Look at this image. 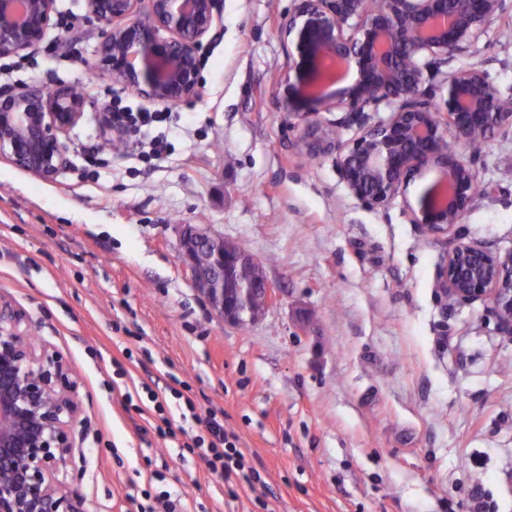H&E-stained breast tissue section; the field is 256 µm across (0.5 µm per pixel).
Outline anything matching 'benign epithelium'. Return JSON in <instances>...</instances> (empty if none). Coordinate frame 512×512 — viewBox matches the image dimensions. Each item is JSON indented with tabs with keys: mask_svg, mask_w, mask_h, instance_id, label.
<instances>
[{
	"mask_svg": "<svg viewBox=\"0 0 512 512\" xmlns=\"http://www.w3.org/2000/svg\"><path fill=\"white\" fill-rule=\"evenodd\" d=\"M101 40L98 69L144 98L169 104L199 94L198 49L219 15V0H85ZM512 0H295L281 26L294 38L272 98L274 111L297 135L299 154L335 155L349 192L386 209L409 183L430 170L437 179L410 221L446 238L462 223L481 190L478 154L459 146L512 133V94L504 96L482 65L444 77L443 108L425 72L467 52ZM57 0H0V55L37 48L56 24ZM356 81L330 88L345 71ZM86 98L72 87L0 86V155L17 168L50 179L70 164L67 138L84 116ZM386 107L390 115L371 113ZM344 112L355 126L346 144L321 112ZM224 236L185 224L181 260L213 312L228 324L254 321L276 300L263 277L224 290V268L253 264L246 252L224 253ZM434 288L451 303L486 302L500 332L512 338V251L453 243L437 267ZM34 324L0 293V512H86L84 499L59 479L75 444L78 384L57 351L31 343Z\"/></svg>",
	"mask_w": 512,
	"mask_h": 512,
	"instance_id": "obj_1",
	"label": "benign epithelium"
}]
</instances>
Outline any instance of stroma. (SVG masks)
Here are the masks:
<instances>
[{
  "instance_id": "1",
  "label": "stroma",
  "mask_w": 512,
  "mask_h": 512,
  "mask_svg": "<svg viewBox=\"0 0 512 512\" xmlns=\"http://www.w3.org/2000/svg\"><path fill=\"white\" fill-rule=\"evenodd\" d=\"M199 51L198 96L172 106L167 157L146 162L107 133L103 105H144L97 77L84 0H58L22 85L87 88L71 164L50 180L0 158V292L68 362L82 424L62 479L86 512H138L170 492L180 512H512V338L482 304H445L446 241L410 210L363 206L333 156L306 158L271 98L293 0H222ZM493 21L449 70L483 64L512 92V42ZM483 190L456 237L512 250V135L490 139ZM181 224L240 242L279 300L224 323L180 260ZM180 380L224 412L260 480L212 474L158 437L148 390Z\"/></svg>"
}]
</instances>
